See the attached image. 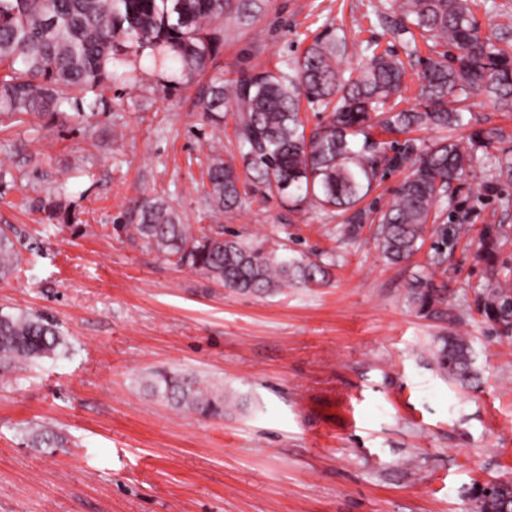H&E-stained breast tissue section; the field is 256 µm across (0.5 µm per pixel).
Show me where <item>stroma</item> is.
<instances>
[{
    "instance_id": "stroma-1",
    "label": "stroma",
    "mask_w": 512,
    "mask_h": 512,
    "mask_svg": "<svg viewBox=\"0 0 512 512\" xmlns=\"http://www.w3.org/2000/svg\"><path fill=\"white\" fill-rule=\"evenodd\" d=\"M386 0H260L224 21V43L191 78L147 57L98 89L96 111L64 106L23 125L0 115V227L19 253L0 311L51 316L57 356L0 377V512H473L476 489L512 482V338L480 287L512 278V184L476 162L443 210L466 237L429 229L406 263L382 257L373 224L249 185L234 214L212 209L213 150L237 153L234 117L199 101L212 78L277 69L317 38L347 37L341 67L374 44L406 57ZM160 198L183 223L287 258L319 259L331 281L257 296L166 261L122 232ZM498 242L491 256L479 236ZM418 275L448 291L419 312ZM464 336L477 375L452 383L433 353ZM176 371L224 393L205 419L150 393ZM63 437L35 448L33 430Z\"/></svg>"
}]
</instances>
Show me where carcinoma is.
<instances>
[{
  "label": "carcinoma",
  "mask_w": 512,
  "mask_h": 512,
  "mask_svg": "<svg viewBox=\"0 0 512 512\" xmlns=\"http://www.w3.org/2000/svg\"><path fill=\"white\" fill-rule=\"evenodd\" d=\"M474 0H389L399 14L394 32L410 35V53L422 40L429 53L418 58L416 104L399 107L407 69L390 50L362 58L350 72L339 62L343 37L318 38L286 69L242 70L235 78L211 81L201 108L219 122L232 108L240 161L253 180L288 198L298 209L308 203L346 213L348 224H378L379 248L393 264L410 260L425 242L428 226L438 223V206L453 184L480 160L494 176L512 183V145L500 129L479 130L465 138L451 135L468 125L466 114L485 102L512 112V43L509 31L497 40L480 33ZM250 0H0V112L24 122L33 112H59L73 101L88 100L103 83L122 77L116 66L130 54L171 63L191 77L206 71L223 43L224 16L250 17ZM329 112L306 132L300 100ZM446 136L422 148L406 140L376 136L416 130ZM496 154H491V150ZM408 174L384 209L358 204L387 173ZM211 206L226 214L240 208L243 196L234 160L217 155L207 169ZM135 233L177 266L189 267L240 294H269L288 286L327 283L329 265L280 257L243 241L232 231L215 236L195 233L162 199L138 205ZM17 251L0 233V280L15 269ZM484 313L512 331L509 282L481 288ZM409 297L424 312L447 302L425 276L415 277ZM64 346L53 320L43 314L0 313V377L18 365L55 356ZM440 370L451 378L470 377L472 349L461 336H448L438 349ZM153 394L206 418L224 417L228 400L178 373L157 376ZM473 512H512V485L493 493L477 489Z\"/></svg>",
  "instance_id": "carcinoma-1"
}]
</instances>
